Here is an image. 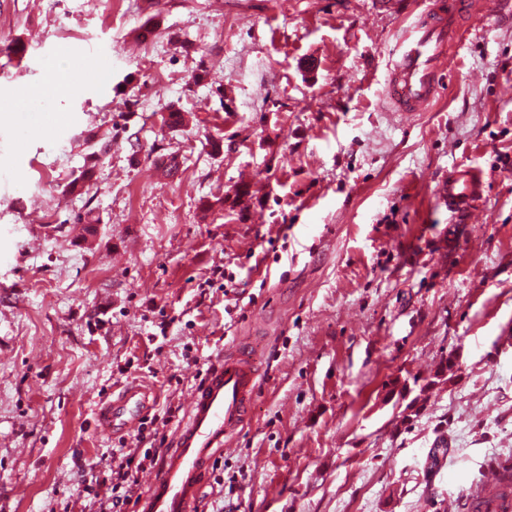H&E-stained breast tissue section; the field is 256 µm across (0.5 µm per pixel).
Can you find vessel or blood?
I'll return each instance as SVG.
<instances>
[{
	"label": "vessel or blood",
	"instance_id": "1",
	"mask_svg": "<svg viewBox=\"0 0 512 512\" xmlns=\"http://www.w3.org/2000/svg\"><path fill=\"white\" fill-rule=\"evenodd\" d=\"M485 0H429L411 20L401 50L386 78L387 98L396 111H425L437 97L441 78L450 69V49L460 43V22L479 16ZM481 181L473 170L449 175L439 196L449 207L464 209ZM258 370L249 354L219 356L201 387L187 399V417L175 431L171 450L147 481L141 512H201L205 479L219 450L233 447L247 420L257 387ZM153 400L137 385L124 386L104 400L95 419L101 432L126 434L149 413Z\"/></svg>",
	"mask_w": 512,
	"mask_h": 512
}]
</instances>
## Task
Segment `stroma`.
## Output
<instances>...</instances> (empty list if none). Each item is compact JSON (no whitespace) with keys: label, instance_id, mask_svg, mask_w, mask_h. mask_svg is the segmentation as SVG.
Masks as SVG:
<instances>
[{"label":"stroma","instance_id":"stroma-1","mask_svg":"<svg viewBox=\"0 0 512 512\" xmlns=\"http://www.w3.org/2000/svg\"><path fill=\"white\" fill-rule=\"evenodd\" d=\"M373 2L0 0V512L75 494V459L118 442L95 427L114 389L182 405L242 348L251 420L206 512H473L512 458V6L465 22L404 119L385 79L409 21ZM91 54L107 80L58 96L45 63ZM470 167L451 209L437 189ZM97 155L95 152L89 155L81 173L65 186L67 193L70 195H83L88 191L95 174ZM481 182V175L474 170H459L448 176L439 187V197L447 200L454 209H465L470 204Z\"/></svg>","mask_w":512,"mask_h":512}]
</instances>
